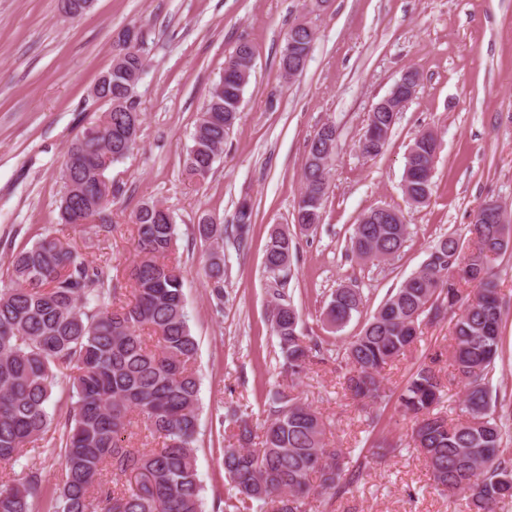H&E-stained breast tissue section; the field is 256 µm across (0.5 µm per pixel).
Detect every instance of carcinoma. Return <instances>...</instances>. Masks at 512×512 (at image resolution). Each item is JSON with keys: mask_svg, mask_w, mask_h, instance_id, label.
Segmentation results:
<instances>
[{"mask_svg": "<svg viewBox=\"0 0 512 512\" xmlns=\"http://www.w3.org/2000/svg\"><path fill=\"white\" fill-rule=\"evenodd\" d=\"M307 37L306 32L299 34L292 48L284 44L280 70L303 71ZM252 58L253 47L246 41L225 59L224 72L212 85L192 134L184 162L188 177L209 174L239 120L251 76L241 67ZM113 61L112 74L98 81L100 94L116 102L129 79L144 71L145 58L140 48L133 54L119 49ZM137 116L108 112L102 124L85 129L70 144L62 165L60 223L73 226L80 220L85 234L112 228L109 203L101 192L110 166L101 157L108 149L114 164L138 146ZM431 141L424 136L413 139L403 173L404 194L417 205L429 199L432 182L418 187L410 180L411 166L430 163ZM326 170L305 164L294 214L302 229L320 223ZM374 214L371 209L358 219L351 251L362 260L380 262L399 253L408 225L377 224ZM130 219L139 260L129 271L132 299L125 303L116 302L119 288L111 268L86 264L58 237L47 235L11 256L10 286L0 288V512H34V499L43 489L41 471L27 466L22 477H13V467L27 448L61 461L63 480L54 512H204L195 457L198 343L175 258L176 224L165 221L150 201ZM233 223L244 235L253 223V207L236 209ZM197 230L206 241L224 240V225L207 215L200 218ZM473 231L481 244L455 260L468 268L469 281L475 283L471 299L463 300L446 260L448 251L462 246L454 236H443L433 251L445 260L423 264L390 294L361 332L344 344L342 359L349 366L347 389L356 397L379 398L381 368L417 341L411 325L463 307L453 327L448 382L464 388L465 418L450 422L436 412L445 388L436 357L411 377L399 402L415 419L414 447L436 488L463 495L469 512H498L501 503L512 500V456L501 449L502 424L492 408L493 368L506 310L485 249L505 253L512 248V237L503 236L498 224H475ZM294 248L287 231L273 228L265 250L266 270L287 276ZM220 252L219 246L213 249L206 267L219 301L224 298ZM363 307L359 290L342 286L332 293L324 320L340 329ZM288 308L275 303L271 322L282 368L293 377L312 363L319 344L292 326ZM145 330L156 338L152 347L142 336ZM61 366L73 369V405L62 427L53 431L48 402ZM273 403L276 407L256 446L248 419L233 420L222 458L234 490L226 504L230 512H307V499L316 492L329 490L337 496L356 480L345 462L346 452L326 447L325 424L315 410L282 392ZM137 429L157 440V447L127 445ZM312 476L318 485L311 484Z\"/></svg>", "mask_w": 512, "mask_h": 512, "instance_id": "cac0c4a2", "label": "carcinoma"}]
</instances>
